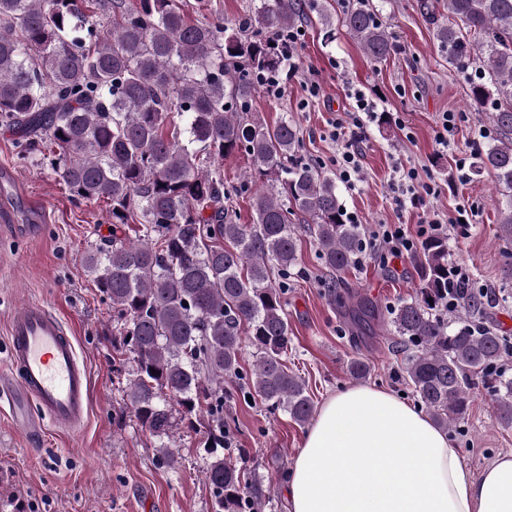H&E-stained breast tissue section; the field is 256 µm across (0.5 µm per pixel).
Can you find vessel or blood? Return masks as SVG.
Wrapping results in <instances>:
<instances>
[{"instance_id":"1","label":"vessel or blood","mask_w":512,"mask_h":512,"mask_svg":"<svg viewBox=\"0 0 512 512\" xmlns=\"http://www.w3.org/2000/svg\"><path fill=\"white\" fill-rule=\"evenodd\" d=\"M8 371L0 376V398L19 412L36 403L43 420L29 421L28 433L40 437L44 424L79 432L89 408V371L61 319L41 301L18 304L8 324Z\"/></svg>"}]
</instances>
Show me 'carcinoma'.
<instances>
[{
  "mask_svg": "<svg viewBox=\"0 0 512 512\" xmlns=\"http://www.w3.org/2000/svg\"><path fill=\"white\" fill-rule=\"evenodd\" d=\"M420 9L448 64L468 80L472 108L494 130L478 171L498 194V235L512 280V0H448ZM318 14L317 0H257L244 17L190 18L183 0H0V119L21 134L22 154H49L76 201L111 206L112 238L89 255L101 293L112 302V360L130 375L129 403L140 427L164 438L182 424L204 438L212 512H261V482L224 455V380L244 377L250 394L299 426L315 413L305 382L288 368L290 329L284 295L297 263L301 231L316 242L328 273L325 295L360 323L374 308L341 294V273L365 255L361 225L348 224L333 178L297 160L292 120L268 125L252 115L260 73L282 69L275 33ZM341 28L373 62L396 43L367 0L345 4ZM239 153L254 172L224 183L216 162ZM249 196L253 219L238 224L233 204ZM130 224L142 225L137 240ZM421 283L387 311L407 351L402 378L439 428H459L472 390L491 389L497 424L512 427V377L503 362L512 337L485 322L483 302L448 307L456 287L448 238L417 251ZM254 348L251 373L241 365ZM364 380L363 356L348 365ZM159 466L178 450L162 443Z\"/></svg>",
  "mask_w": 512,
  "mask_h": 512,
  "instance_id": "obj_1",
  "label": "carcinoma"
}]
</instances>
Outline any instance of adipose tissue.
I'll list each match as a JSON object with an SVG mask.
<instances>
[{"instance_id":"adipose-tissue-1","label":"adipose tissue","mask_w":512,"mask_h":512,"mask_svg":"<svg viewBox=\"0 0 512 512\" xmlns=\"http://www.w3.org/2000/svg\"><path fill=\"white\" fill-rule=\"evenodd\" d=\"M288 502L289 512H512V454L472 474L426 412L356 386L321 407Z\"/></svg>"}]
</instances>
